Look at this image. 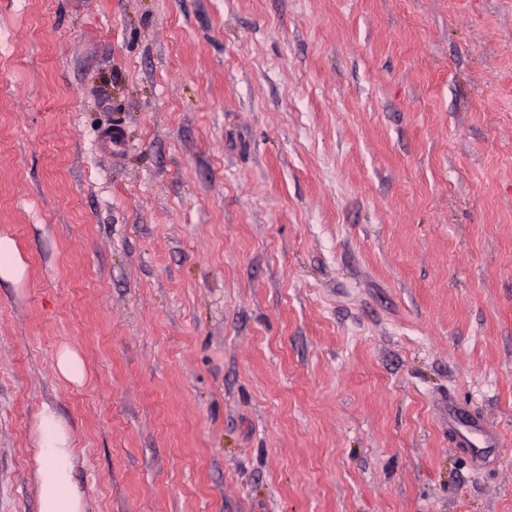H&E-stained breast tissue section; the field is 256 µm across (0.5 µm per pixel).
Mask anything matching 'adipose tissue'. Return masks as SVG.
Here are the masks:
<instances>
[{
  "mask_svg": "<svg viewBox=\"0 0 512 512\" xmlns=\"http://www.w3.org/2000/svg\"><path fill=\"white\" fill-rule=\"evenodd\" d=\"M36 461L40 476V512H81L71 483L73 449L50 406L38 414Z\"/></svg>",
  "mask_w": 512,
  "mask_h": 512,
  "instance_id": "adipose-tissue-1",
  "label": "adipose tissue"
}]
</instances>
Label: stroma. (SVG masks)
Listing matches in <instances>:
<instances>
[{"label":"stroma","instance_id":"1","mask_svg":"<svg viewBox=\"0 0 512 512\" xmlns=\"http://www.w3.org/2000/svg\"><path fill=\"white\" fill-rule=\"evenodd\" d=\"M0 238V512H512V0H0ZM23 265L12 241L0 238V277L19 281L23 275ZM36 461L40 476V512H82L71 483L73 449L54 410L38 414Z\"/></svg>","mask_w":512,"mask_h":512}]
</instances>
